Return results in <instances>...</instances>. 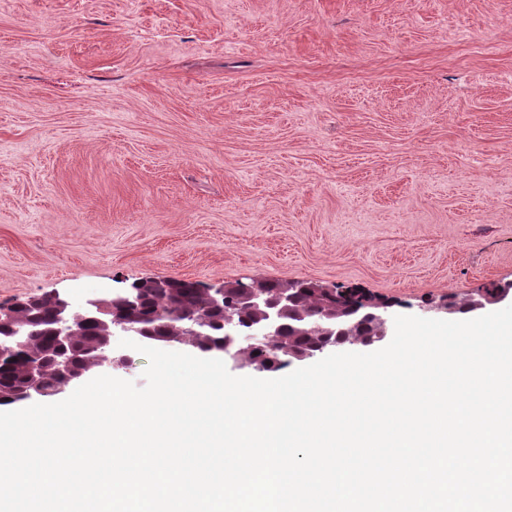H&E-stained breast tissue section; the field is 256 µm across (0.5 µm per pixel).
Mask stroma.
Instances as JSON below:
<instances>
[{
  "label": "stroma",
  "mask_w": 512,
  "mask_h": 512,
  "mask_svg": "<svg viewBox=\"0 0 512 512\" xmlns=\"http://www.w3.org/2000/svg\"><path fill=\"white\" fill-rule=\"evenodd\" d=\"M512 283V0H0V303Z\"/></svg>",
  "instance_id": "obj_1"
}]
</instances>
